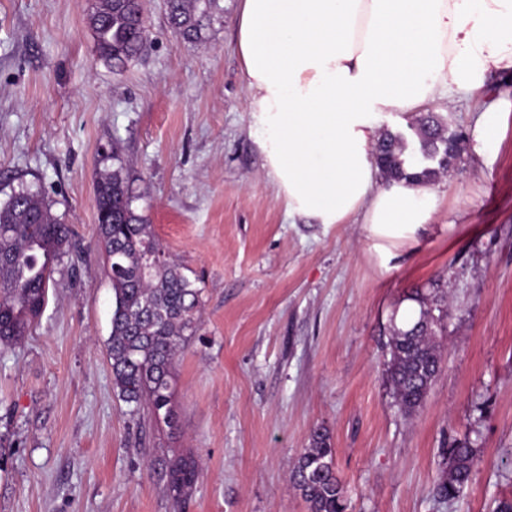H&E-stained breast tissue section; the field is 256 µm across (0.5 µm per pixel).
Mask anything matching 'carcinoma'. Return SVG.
Listing matches in <instances>:
<instances>
[{
  "mask_svg": "<svg viewBox=\"0 0 512 512\" xmlns=\"http://www.w3.org/2000/svg\"><path fill=\"white\" fill-rule=\"evenodd\" d=\"M216 0H168L171 26L183 38H200ZM97 48L115 67L136 61L146 50V24L138 0H95L90 15ZM419 144L421 168L407 171L409 144L402 134L378 139L374 158L390 179L430 182L448 171V146L462 139L433 112L411 122ZM117 167L99 172L95 182L96 243L114 293L107 354L112 385L130 414L171 427L172 381L186 337L199 323L200 278L190 280L184 266L166 254L151 225L133 207L135 195L123 174L119 148L112 147ZM75 250L73 231L52 212L38 191L22 189L0 204V345L13 346L44 312L54 273ZM407 300L417 310L390 318L387 379L399 410L410 415L421 407L441 370L442 335L448 318V295L435 283L417 288ZM477 451L467 445L448 449V466L436 494L452 499L470 481ZM197 464L177 456L165 467V491L174 509L192 490ZM295 487L309 512H345L344 490L334 465L329 433L315 428L292 469Z\"/></svg>",
  "mask_w": 512,
  "mask_h": 512,
  "instance_id": "obj_1",
  "label": "carcinoma"
}]
</instances>
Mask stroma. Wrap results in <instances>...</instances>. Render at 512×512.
Masks as SVG:
<instances>
[{"label":"stroma","instance_id":"35a3bbf8","mask_svg":"<svg viewBox=\"0 0 512 512\" xmlns=\"http://www.w3.org/2000/svg\"><path fill=\"white\" fill-rule=\"evenodd\" d=\"M92 4L0 0V202L39 189L84 251L22 343L0 348V512H174L161 465L180 454L198 464L181 512H308L291 473L317 427L346 512L512 501V68L431 104L465 132L506 100L505 130L486 161L463 154L434 181L437 211L386 261L360 217L289 216L254 138L239 0H217L196 42L145 0L148 47L124 69L98 54ZM116 149L138 213L203 288L173 430L140 427L112 387L94 181ZM433 280L449 295L444 365L407 417L387 381L389 319ZM460 443L480 463L448 501L435 488Z\"/></svg>","mask_w":512,"mask_h":512}]
</instances>
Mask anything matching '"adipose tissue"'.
Returning a JSON list of instances; mask_svg holds the SVG:
<instances>
[{"label": "adipose tissue", "instance_id": "1", "mask_svg": "<svg viewBox=\"0 0 512 512\" xmlns=\"http://www.w3.org/2000/svg\"><path fill=\"white\" fill-rule=\"evenodd\" d=\"M236 47L264 166L292 216L367 224L376 247L413 238L436 190L381 184L369 146L380 112H417L512 68V0H240ZM503 125L479 109L486 159Z\"/></svg>", "mask_w": 512, "mask_h": 512}]
</instances>
